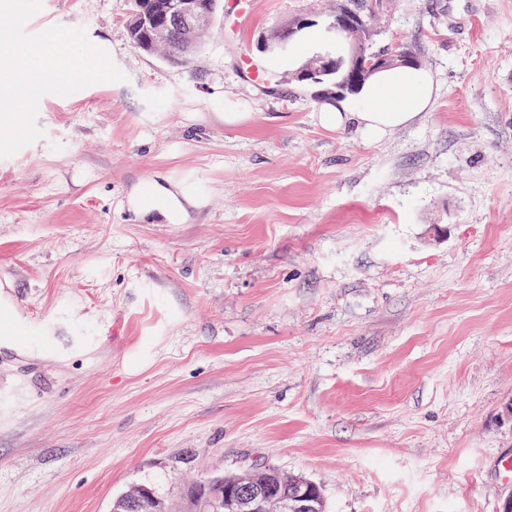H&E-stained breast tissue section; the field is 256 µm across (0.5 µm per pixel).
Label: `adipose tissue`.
<instances>
[{
    "label": "adipose tissue",
    "mask_w": 512,
    "mask_h": 512,
    "mask_svg": "<svg viewBox=\"0 0 512 512\" xmlns=\"http://www.w3.org/2000/svg\"><path fill=\"white\" fill-rule=\"evenodd\" d=\"M435 93V83L426 71L410 66L375 72L358 99L323 102L317 112L320 126L330 132L355 128L363 138L376 141L393 128L412 122L426 111ZM136 213L154 211L158 217L177 223L185 220L191 202L184 194L161 181L145 184L128 199Z\"/></svg>",
    "instance_id": "adipose-tissue-1"
}]
</instances>
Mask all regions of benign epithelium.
I'll list each match as a JSON object with an SVG mask.
<instances>
[{"label":"benign epithelium","instance_id":"1","mask_svg":"<svg viewBox=\"0 0 512 512\" xmlns=\"http://www.w3.org/2000/svg\"><path fill=\"white\" fill-rule=\"evenodd\" d=\"M150 23V47L156 48L173 41L175 36L188 42L197 33L203 32L212 23L211 0H175L172 6L170 19H157L143 10L137 13L133 24L141 26ZM366 16L359 11H345L336 14L334 18H323L320 24L323 29V39L320 45V59L330 65H340L341 59L332 58V47L336 45V38L363 28ZM402 58L401 53L392 50L376 60H366V53L358 46L353 45L352 61L355 66L380 67ZM269 471L268 477L254 479L241 477L233 482L224 491L225 512H318L315 498L310 494V487L304 482L292 480L288 482L291 491L278 496L273 485L284 481L276 469L270 465L263 466Z\"/></svg>","mask_w":512,"mask_h":512}]
</instances>
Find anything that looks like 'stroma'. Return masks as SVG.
I'll list each match as a JSON object with an SVG mask.
<instances>
[{
  "label": "stroma",
  "instance_id": "1",
  "mask_svg": "<svg viewBox=\"0 0 512 512\" xmlns=\"http://www.w3.org/2000/svg\"><path fill=\"white\" fill-rule=\"evenodd\" d=\"M186 65L130 0H0V512L175 507L269 464L328 512H500L512 478V0H386L435 79L370 143L263 35L331 0H223ZM237 108L251 121L228 125ZM25 140L11 135L15 125ZM163 179L185 221L135 214ZM27 54L34 61L33 66L37 71L46 72L51 69L59 78L66 76L69 55L56 36L45 38L34 49H29Z\"/></svg>",
  "mask_w": 512,
  "mask_h": 512
}]
</instances>
